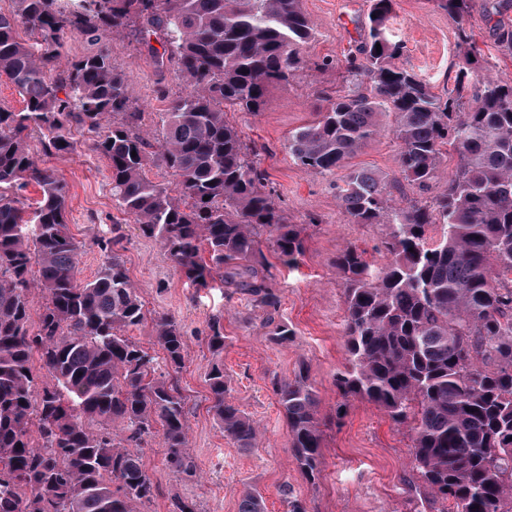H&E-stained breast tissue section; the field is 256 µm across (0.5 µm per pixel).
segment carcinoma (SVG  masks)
Returning <instances> with one entry per match:
<instances>
[{"label":"carcinoma","mask_w":512,"mask_h":512,"mask_svg":"<svg viewBox=\"0 0 512 512\" xmlns=\"http://www.w3.org/2000/svg\"><path fill=\"white\" fill-rule=\"evenodd\" d=\"M360 41L345 57L347 92L325 98L311 123L289 133L288 153L322 174L349 163L394 115L398 175L354 167L336 185L351 224H383L381 265L348 247L336 256L344 280L346 364L336 373L342 402L372 403L412 435V463L436 512H512V79H483L477 106L463 92L478 62L468 28L470 0H435L457 24L463 48L454 88L433 92L396 65L404 45L389 35L396 0H369ZM0 12V78L24 101L0 108V512H140L157 487L141 448L161 436L164 460L196 475L188 448V411L175 386L156 376L155 357L125 332L143 323L140 297L112 241L96 245V277H78L80 242L67 224V195L55 173L30 153V132L48 154L74 150L73 129L111 171L112 199L159 242L196 288L218 282L251 297L266 313L271 339L294 336L272 312L259 236L267 232L280 262L298 264L305 230L292 224L275 189L228 112H260L270 88L288 83L312 28L301 0H14ZM34 43L20 37L19 26ZM112 33L160 39L158 66L185 82L158 140L175 187L146 174L150 143L126 95L127 76L102 51L58 70L62 36ZM499 47L512 53V25L496 23ZM381 50H376V46ZM65 96H60V93ZM457 166L431 204L405 196L440 180L444 153ZM136 156H131V153ZM41 198L30 214L15 190ZM43 303L29 325L31 294ZM158 344L175 370L185 364L178 324L155 319ZM224 325L214 317L207 343L217 360L207 372L209 410L237 447L255 446L253 419L229 399ZM38 357L46 381L32 369ZM297 468L320 474L318 395L304 369L274 377ZM239 512H265L251 487Z\"/></svg>","instance_id":"cac0c4a2"}]
</instances>
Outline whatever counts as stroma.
<instances>
[{"label": "stroma", "mask_w": 512, "mask_h": 512, "mask_svg": "<svg viewBox=\"0 0 512 512\" xmlns=\"http://www.w3.org/2000/svg\"><path fill=\"white\" fill-rule=\"evenodd\" d=\"M486 3L472 0L470 8V30L482 50L472 76L512 77V54L499 48ZM301 6L313 32L301 49L305 65L288 84L271 88L263 111L227 115L244 139L256 145L260 165L291 223L306 227V250L297 268L276 264L270 244L262 246L273 264L268 285L281 299L277 318L294 331L288 344L271 340L264 312L254 308L247 296L232 288H194L159 243L141 235L134 217L113 201L108 164L88 149L86 136H78L74 151L52 155L44 154L38 133L28 138L33 157L66 185L67 224L82 244L80 279H93L101 266L103 256L96 239L111 240L146 314L145 321L128 335L159 358V373L187 399L189 444L197 475L184 479L173 474L158 443H150L142 457L158 492L142 512H170L176 499L194 503L198 512H238L246 487L262 493L267 512H287L289 495L305 502L307 512H414L417 503L415 488L420 480L412 465L408 427L360 400L351 401L344 418L336 416L339 396L334 376L346 358L344 284L336 256L353 245L364 250L369 261L381 262L378 245L386 228L352 224L343 215L335 185L345 179L347 168L330 175L308 174L286 148L289 132L315 120V103L344 90L342 64L359 38L369 0H301ZM389 33L404 45L399 65L414 70L436 94H446L453 87L461 62L456 22L434 0H397ZM159 48L155 39L142 43L113 34L95 42L67 32L61 53L63 61L69 62L107 51L113 67L127 76V95L142 114V135L152 140L164 124L170 101L184 90L172 67L157 65ZM323 59L329 60V67L315 69V62ZM380 122L382 131L353 163L391 177L397 173L398 153L390 131L393 118L387 114ZM160 315L172 317L184 336L186 360L181 369L162 361L164 353L153 331V320ZM216 315L223 318L224 372L230 397L259 426V439L247 451L225 437L209 409L206 372L213 356L206 336ZM301 369L318 395L323 432L321 474L313 481L292 461L287 422L271 385L273 377L290 378Z\"/></svg>", "instance_id": "stroma-1"}]
</instances>
